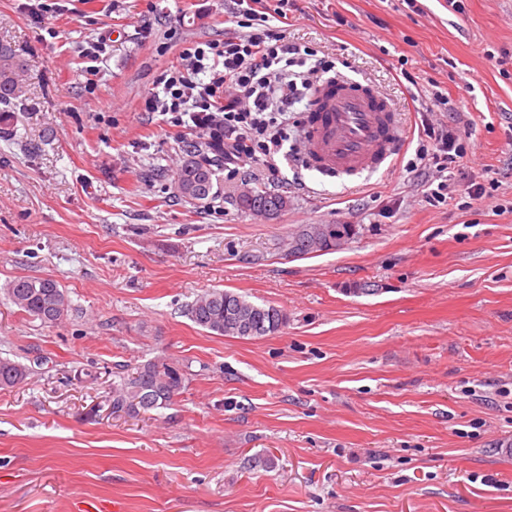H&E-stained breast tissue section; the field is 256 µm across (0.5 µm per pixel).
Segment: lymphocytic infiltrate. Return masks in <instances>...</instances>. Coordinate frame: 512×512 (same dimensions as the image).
Masks as SVG:
<instances>
[{
  "label": "lymphocytic infiltrate",
  "instance_id": "1",
  "mask_svg": "<svg viewBox=\"0 0 512 512\" xmlns=\"http://www.w3.org/2000/svg\"><path fill=\"white\" fill-rule=\"evenodd\" d=\"M262 0H233L232 15L242 32L221 41L189 43L176 63L157 75L144 101L149 112L169 114L172 126L191 124L224 156L228 176L257 167L274 178L283 161L298 158L292 142L291 107L309 97L313 86L333 71V61L312 48L286 40L270 28ZM470 125L451 130L423 125L421 143L408 169L455 163L459 142Z\"/></svg>",
  "mask_w": 512,
  "mask_h": 512
}]
</instances>
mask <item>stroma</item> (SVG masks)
Wrapping results in <instances>:
<instances>
[{"label": "stroma", "mask_w": 512, "mask_h": 512, "mask_svg": "<svg viewBox=\"0 0 512 512\" xmlns=\"http://www.w3.org/2000/svg\"><path fill=\"white\" fill-rule=\"evenodd\" d=\"M288 0L269 24L393 99L394 165L354 183L286 164L267 221L181 198L197 130L144 109L189 42L238 36L229 0H0L26 61L0 130V512H512V0ZM111 37L96 60L82 54ZM447 95L435 104L434 92ZM471 120L447 202L410 172L421 122ZM495 186L470 204V184ZM307 224L345 246L292 256ZM58 280L48 327L7 298ZM226 289L286 312L261 338L206 333L186 306ZM164 360L172 406L113 415L114 384ZM30 369L26 365L5 358L0 359V388L7 389L26 382Z\"/></svg>", "instance_id": "35a3bbf8"}]
</instances>
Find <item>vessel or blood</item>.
<instances>
[{
  "instance_id": "b4317fda",
  "label": "vessel or blood",
  "mask_w": 512,
  "mask_h": 512,
  "mask_svg": "<svg viewBox=\"0 0 512 512\" xmlns=\"http://www.w3.org/2000/svg\"><path fill=\"white\" fill-rule=\"evenodd\" d=\"M302 137L307 166L348 180L389 169L404 141L396 105L371 83L342 74L312 91Z\"/></svg>"
}]
</instances>
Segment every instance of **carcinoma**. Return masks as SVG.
Instances as JSON below:
<instances>
[{"label":"carcinoma","mask_w":512,"mask_h":512,"mask_svg":"<svg viewBox=\"0 0 512 512\" xmlns=\"http://www.w3.org/2000/svg\"><path fill=\"white\" fill-rule=\"evenodd\" d=\"M25 64L16 50L0 43V124L11 125L19 108V76ZM184 161L177 172L176 189L187 201L211 205L224 200V194L215 190L218 172L223 169L220 159L213 157L212 149L200 142L184 149ZM232 204L243 213L260 214L277 219L288 211V196L259 188L243 190L231 197ZM8 299L21 311L49 327L61 324L70 309V300L60 283L50 277L18 278L7 288ZM57 304L63 312L47 317L48 306ZM239 311L251 318L254 338L280 332L288 317L272 304H255L242 295L228 290H212L198 296L187 306L190 319L208 333L217 336H237L239 332L228 316ZM30 369L26 365L5 358L0 359V388L7 389L26 382ZM184 374L176 367L153 361L137 367L136 372L121 378L112 387V413L130 417L140 415L145 407L139 399L148 396L151 408H167L183 388Z\"/></svg>","instance_id":"cac0c4a2"}]
</instances>
